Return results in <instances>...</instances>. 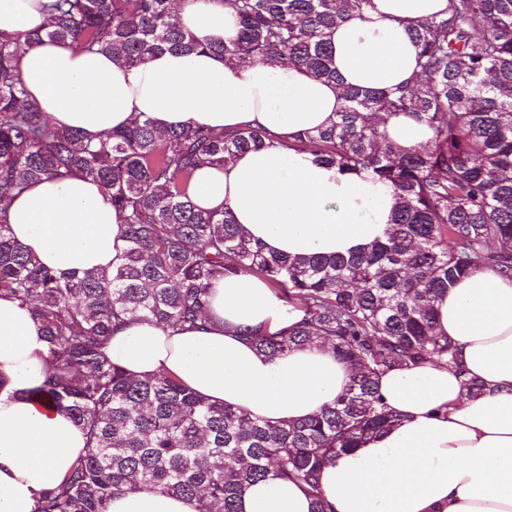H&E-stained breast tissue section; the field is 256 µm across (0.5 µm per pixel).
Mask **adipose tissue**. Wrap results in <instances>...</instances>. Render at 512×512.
Here are the masks:
<instances>
[{
  "label": "adipose tissue",
  "mask_w": 512,
  "mask_h": 512,
  "mask_svg": "<svg viewBox=\"0 0 512 512\" xmlns=\"http://www.w3.org/2000/svg\"><path fill=\"white\" fill-rule=\"evenodd\" d=\"M50 0H0V32L43 26ZM448 0H372L363 17L331 34L340 84L294 67L228 63L211 53H164L127 67L63 43L26 50L18 68L28 98L55 127L89 137L148 119L161 129L203 126L220 133L251 124L280 138L232 163L199 169L190 194L204 209H229L266 250L291 256L349 254L384 238L395 196L368 172L343 174L289 149L299 132L329 125L344 87L386 89L408 81L417 47L409 27ZM178 24L198 39L224 42L238 21L222 0H176ZM390 140L427 144L432 133L404 114L383 115ZM14 238L57 272L108 270L126 242L104 190L75 176L29 184L13 202ZM437 323L459 368L426 363L388 371L379 395L398 422L340 454L320 475L333 512H512V276L485 269L458 281L437 303ZM285 311L266 281L242 273L214 281L205 332L167 335L135 320L105 347L137 377L176 374L213 403L262 418L298 420L320 412L346 388L350 367L325 347L272 359L241 329L276 330ZM44 332L27 310L0 297V512H35L83 454L86 435L67 415L33 403L44 378ZM483 385L473 397L464 379ZM304 485L266 480L244 494L240 512H310ZM109 512H196L193 500L120 495Z\"/></svg>",
  "instance_id": "1"
}]
</instances>
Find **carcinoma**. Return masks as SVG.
Wrapping results in <instances>:
<instances>
[{"instance_id": "obj_1", "label": "carcinoma", "mask_w": 512, "mask_h": 512, "mask_svg": "<svg viewBox=\"0 0 512 512\" xmlns=\"http://www.w3.org/2000/svg\"><path fill=\"white\" fill-rule=\"evenodd\" d=\"M371 0H224L236 36L203 43L174 16L173 0H54L46 24L0 34V296L39 322L48 367L30 398L69 416L85 454L37 512H108L113 497L162 493L194 499L198 512H239L254 483L307 487L311 512H332L321 469L398 421L378 381L426 362L461 368L436 331L448 287L494 269L512 274V0H448L442 17L412 25L417 71L391 89L347 87L336 120L289 147L341 172L366 170L397 199L386 238L347 255L270 253L229 210L197 207L195 172L220 167L275 135L250 124L225 133L148 119L96 139L54 128L27 98L18 54L44 40L137 66L164 51L200 49L242 63L263 60L339 81L328 36ZM428 125L430 143L400 149L379 113ZM80 175L108 191L128 242L109 271L58 274L10 234L14 199L44 178ZM250 273L302 311L292 325L241 331L271 358L327 346L351 368L347 389L311 417L272 422L208 402L175 374L135 378L103 349L129 320L205 331L212 282Z\"/></svg>"}]
</instances>
